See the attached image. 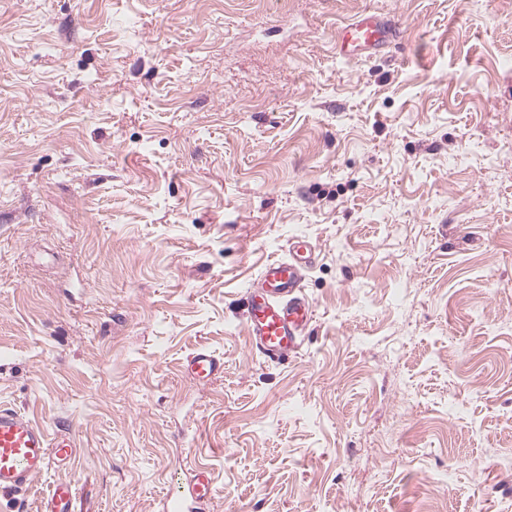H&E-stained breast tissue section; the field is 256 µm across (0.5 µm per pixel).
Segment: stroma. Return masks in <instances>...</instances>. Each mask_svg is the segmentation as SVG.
I'll return each instance as SVG.
<instances>
[{
	"instance_id": "1",
	"label": "stroma",
	"mask_w": 512,
	"mask_h": 512,
	"mask_svg": "<svg viewBox=\"0 0 512 512\" xmlns=\"http://www.w3.org/2000/svg\"><path fill=\"white\" fill-rule=\"evenodd\" d=\"M366 11L402 45L338 59ZM295 237L270 361L245 290ZM0 402L76 443L0 512H163L194 466L210 512H502L512 0H0ZM315 259L310 241L294 239L288 256L264 264L246 290L244 324L253 348L268 360L297 354L313 322L314 307L302 288L304 274ZM185 371L199 381H209L224 369L223 361L204 347L195 349L186 359ZM74 487L68 483L54 486L47 499L42 503V512H73Z\"/></svg>"
}]
</instances>
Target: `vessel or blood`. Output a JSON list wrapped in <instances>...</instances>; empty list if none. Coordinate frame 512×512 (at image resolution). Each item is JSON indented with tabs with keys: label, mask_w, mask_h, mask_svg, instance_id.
Returning a JSON list of instances; mask_svg holds the SVG:
<instances>
[{
	"label": "vessel or blood",
	"mask_w": 512,
	"mask_h": 512,
	"mask_svg": "<svg viewBox=\"0 0 512 512\" xmlns=\"http://www.w3.org/2000/svg\"><path fill=\"white\" fill-rule=\"evenodd\" d=\"M397 32L385 17L359 16L336 32V53L349 60L395 41ZM316 249L308 240L290 241L288 255L262 266L246 291L244 324L252 346L264 358L279 360L297 354L314 319V307L303 292L304 274L314 264ZM186 372L208 381L224 369L223 361L200 347L186 359ZM74 441L67 434H50L14 406L0 403V494L26 491L55 466L70 465ZM214 492L211 474L198 468L183 494L169 499L166 512H200ZM75 490L67 483L54 486L41 512H73Z\"/></svg>",
	"instance_id": "vessel-or-blood-1"
}]
</instances>
